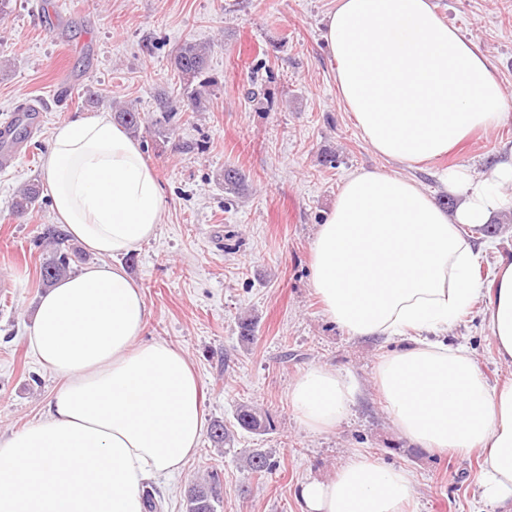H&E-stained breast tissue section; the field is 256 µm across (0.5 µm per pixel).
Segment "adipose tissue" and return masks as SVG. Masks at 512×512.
<instances>
[{
	"label": "adipose tissue",
	"instance_id": "adipose-tissue-1",
	"mask_svg": "<svg viewBox=\"0 0 512 512\" xmlns=\"http://www.w3.org/2000/svg\"><path fill=\"white\" fill-rule=\"evenodd\" d=\"M323 38L336 97L381 157L413 166L507 119L512 100L488 58L432 0H337ZM58 223L95 263L36 305L28 343L60 385L35 424L0 437V512H144L149 481L180 473L204 429V392L185 353L144 340L143 293L108 257L138 250L162 221L163 190L139 147L107 112L58 125L43 158ZM443 208L416 179L359 169L343 181L311 243V285L353 338L391 343L376 367L386 411L410 443L483 453V502L512 512V380L489 385L469 347L447 332L479 297L499 361L512 364V255L490 281L476 271L492 242L476 236L512 210V153L488 174L439 177ZM351 375L314 366L288 401L309 432L335 429L355 404ZM416 478L355 453L298 491L300 512H409Z\"/></svg>",
	"mask_w": 512,
	"mask_h": 512
}]
</instances>
